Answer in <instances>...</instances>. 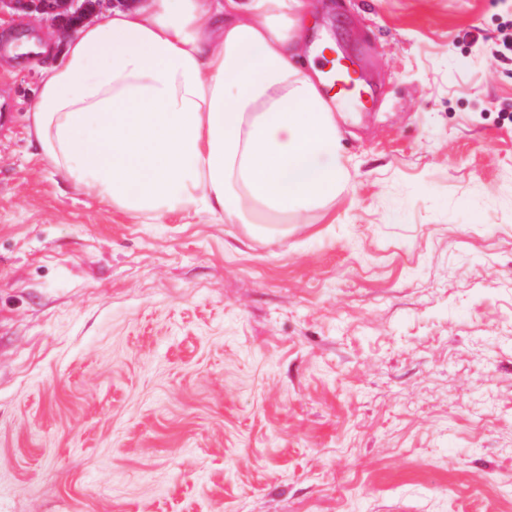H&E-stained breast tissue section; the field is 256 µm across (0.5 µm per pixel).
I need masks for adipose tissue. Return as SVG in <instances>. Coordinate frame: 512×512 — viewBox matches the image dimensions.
I'll use <instances>...</instances> for the list:
<instances>
[{"mask_svg":"<svg viewBox=\"0 0 512 512\" xmlns=\"http://www.w3.org/2000/svg\"><path fill=\"white\" fill-rule=\"evenodd\" d=\"M312 23L306 0H142L93 17L43 70L29 132L130 217L280 233L350 176L343 105L304 66Z\"/></svg>","mask_w":512,"mask_h":512,"instance_id":"ef3b65f1","label":"adipose tissue"}]
</instances>
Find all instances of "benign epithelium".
Returning <instances> with one entry per match:
<instances>
[{
    "instance_id": "obj_1",
    "label": "benign epithelium",
    "mask_w": 512,
    "mask_h": 512,
    "mask_svg": "<svg viewBox=\"0 0 512 512\" xmlns=\"http://www.w3.org/2000/svg\"><path fill=\"white\" fill-rule=\"evenodd\" d=\"M139 0H0V19L23 18L48 21L67 36L94 17L103 4L132 7Z\"/></svg>"
}]
</instances>
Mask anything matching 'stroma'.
Instances as JSON below:
<instances>
[{
  "label": "stroma",
  "instance_id": "35a3bbf8",
  "mask_svg": "<svg viewBox=\"0 0 512 512\" xmlns=\"http://www.w3.org/2000/svg\"><path fill=\"white\" fill-rule=\"evenodd\" d=\"M349 188L272 239L114 211L0 31V512H512V0H307Z\"/></svg>",
  "mask_w": 512,
  "mask_h": 512
}]
</instances>
